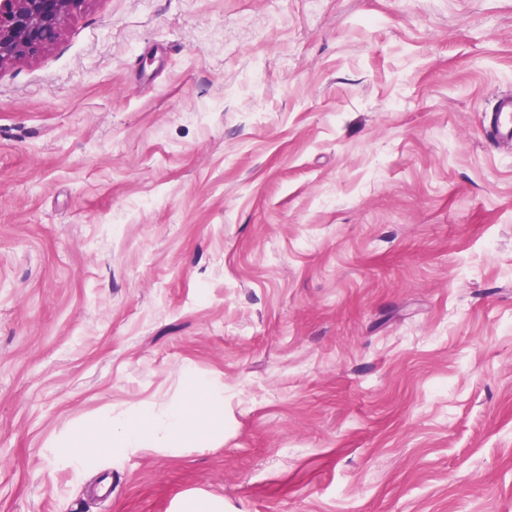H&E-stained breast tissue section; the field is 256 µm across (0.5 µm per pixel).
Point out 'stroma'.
I'll return each mask as SVG.
<instances>
[{
  "instance_id": "35a3bbf8",
  "label": "stroma",
  "mask_w": 512,
  "mask_h": 512,
  "mask_svg": "<svg viewBox=\"0 0 512 512\" xmlns=\"http://www.w3.org/2000/svg\"><path fill=\"white\" fill-rule=\"evenodd\" d=\"M512 0H85L0 68V512H512ZM224 390V435L59 449ZM483 125L493 142L512 144V94H501L495 98L491 109L484 112Z\"/></svg>"
}]
</instances>
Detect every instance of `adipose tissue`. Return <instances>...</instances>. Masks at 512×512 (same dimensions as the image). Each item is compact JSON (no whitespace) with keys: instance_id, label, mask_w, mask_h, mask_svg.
<instances>
[{"instance_id":"obj_1","label":"adipose tissue","mask_w":512,"mask_h":512,"mask_svg":"<svg viewBox=\"0 0 512 512\" xmlns=\"http://www.w3.org/2000/svg\"><path fill=\"white\" fill-rule=\"evenodd\" d=\"M224 425L222 396L210 381L187 378L178 405L164 410L148 406L131 418L106 420L85 426L79 440L86 448L137 452L145 448H183L221 435Z\"/></svg>"}]
</instances>
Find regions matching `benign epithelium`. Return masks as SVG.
<instances>
[{"label": "benign epithelium", "instance_id": "benign-epithelium-1", "mask_svg": "<svg viewBox=\"0 0 512 512\" xmlns=\"http://www.w3.org/2000/svg\"><path fill=\"white\" fill-rule=\"evenodd\" d=\"M84 0H0V66L37 56Z\"/></svg>", "mask_w": 512, "mask_h": 512}]
</instances>
